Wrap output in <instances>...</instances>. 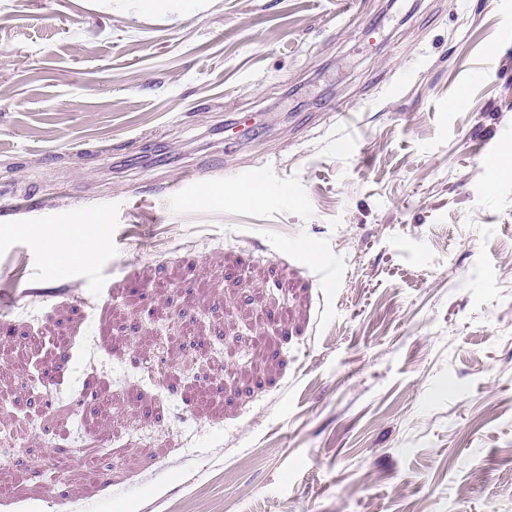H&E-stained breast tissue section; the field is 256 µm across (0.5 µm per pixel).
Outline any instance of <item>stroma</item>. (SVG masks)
Segmentation results:
<instances>
[{
    "mask_svg": "<svg viewBox=\"0 0 512 512\" xmlns=\"http://www.w3.org/2000/svg\"><path fill=\"white\" fill-rule=\"evenodd\" d=\"M509 29L0 0V512H512ZM62 237L69 239L72 244L69 261L84 262L91 253V238L85 235L83 224L56 225L43 230L35 239L47 245L56 244Z\"/></svg>",
    "mask_w": 512,
    "mask_h": 512,
    "instance_id": "1",
    "label": "stroma"
}]
</instances>
